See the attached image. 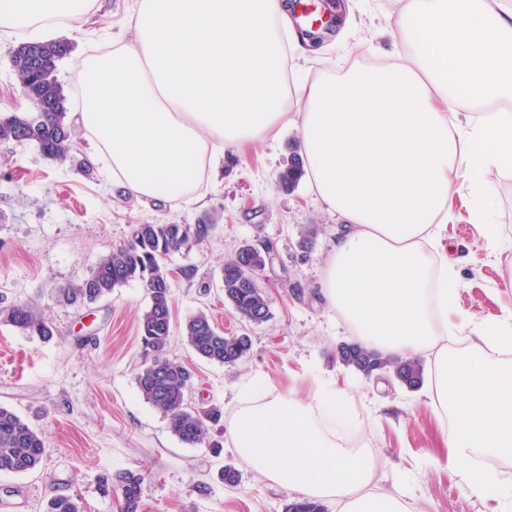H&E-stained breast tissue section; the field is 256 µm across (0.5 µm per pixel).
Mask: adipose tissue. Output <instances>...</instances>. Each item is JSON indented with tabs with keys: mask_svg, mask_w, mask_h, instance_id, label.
<instances>
[{
	"mask_svg": "<svg viewBox=\"0 0 512 512\" xmlns=\"http://www.w3.org/2000/svg\"><path fill=\"white\" fill-rule=\"evenodd\" d=\"M392 48L373 66L332 63L295 27L292 0H135L134 33L88 55L77 122L112 182L142 199L195 205L227 149L297 129L310 188L342 225L324 269L328 309L355 342L433 363L428 396L445 468L491 512L512 480V307L477 317L456 300L468 258L448 226L471 201L488 255L512 236L475 202L512 179V0H394ZM97 0H0V34L76 27ZM324 69L305 83L307 64ZM341 392L249 396L228 433L252 469L339 512H410L374 486L375 464L339 442Z\"/></svg>",
	"mask_w": 512,
	"mask_h": 512,
	"instance_id": "1",
	"label": "adipose tissue"
}]
</instances>
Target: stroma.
Returning a JSON list of instances; mask_svg holds the SVG:
<instances>
[{"label":"stroma","instance_id":"1","mask_svg":"<svg viewBox=\"0 0 512 512\" xmlns=\"http://www.w3.org/2000/svg\"><path fill=\"white\" fill-rule=\"evenodd\" d=\"M339 2L355 15L357 26L348 49L336 50V57L372 62L366 48L385 22L386 0ZM132 4L98 0L94 14L78 28L57 31V38L72 45L59 63V81L75 85L83 57L91 48L107 47ZM19 43L0 36L2 115L33 109L10 65ZM297 151L292 128L276 141L228 151L219 178L205 185L203 204L177 207L139 201L113 185L94 161L88 138L78 140L76 153L92 159L89 176L46 159L33 144L0 141V306L34 301L58 329L57 336L43 340L0 325V406L46 441L37 470L0 473V512H44L54 493L80 497L84 512H118V498L104 494L101 479L126 470L144 478L141 512H284L290 493L255 472L228 433L219 434L218 453L184 445L166 417L141 397L135 377L147 355L138 324L149 299L140 282L82 305L57 300L60 289L81 281L112 247L126 242L133 225L194 224L208 213L219 217L209 241L167 259L173 274L168 354L195 373L191 402L218 405L229 420L243 404V389L256 381L266 382L274 394L309 398L334 388L355 414L347 445L370 452L380 488H391L403 474L413 512H486L484 502L460 487L448 469L434 466L446 449L424 389H406L384 372L367 379L337 361V346L352 336L328 310L322 288L341 221L306 184L276 188L279 170ZM456 210L459 218L448 234L478 259L463 274L459 308L479 316L500 313L507 298L496 292L498 263L469 223L466 204L457 203ZM311 226L317 233L301 248ZM261 242L276 254L273 265L258 274L271 299V317L253 325L225 302L221 265L238 246ZM201 311L225 332L251 337L252 349L240 364L203 361L188 346L182 327ZM226 465L240 474L236 487L218 479ZM200 483L209 485L208 495L197 492Z\"/></svg>","mask_w":512,"mask_h":512}]
</instances>
